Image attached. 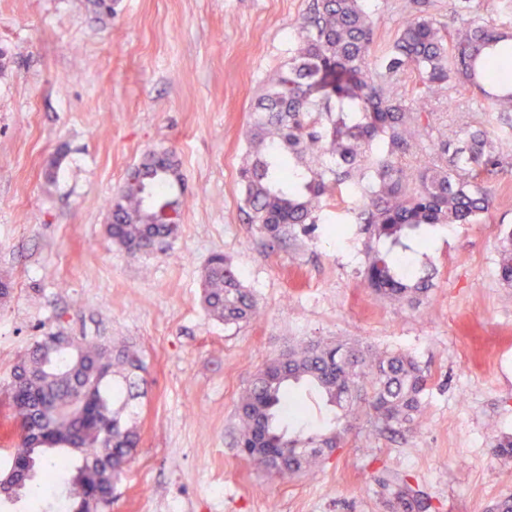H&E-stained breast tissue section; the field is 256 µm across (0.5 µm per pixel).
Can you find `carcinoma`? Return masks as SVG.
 Listing matches in <instances>:
<instances>
[{
	"label": "carcinoma",
	"mask_w": 512,
	"mask_h": 512,
	"mask_svg": "<svg viewBox=\"0 0 512 512\" xmlns=\"http://www.w3.org/2000/svg\"><path fill=\"white\" fill-rule=\"evenodd\" d=\"M427 0H409L411 14L380 57H373L374 9L368 0H308L288 60L264 82L245 137L240 170L242 211L274 245L298 229L326 223L331 201L346 205L349 223L366 236L367 287L392 302L415 305L432 288L419 264L432 229L475 224L492 207L484 174L509 165L512 151L491 148L484 130H467L464 146L432 138L429 115L452 80L512 112V26L474 23L450 31L430 15ZM414 75L407 104L394 96L396 77ZM418 151L415 165L405 157ZM180 181L165 153L148 152L112 197L110 239L137 255L162 251L177 231L156 223V208L180 203ZM500 276L512 282V230ZM202 304L226 325L253 319L256 301L238 271L213 255L202 275ZM146 370L129 345L87 342L52 333L20 355L3 386L21 428L10 461L26 465L0 476L15 500L51 481L67 512H111L115 484L139 444L134 389ZM429 376L415 357L375 353L347 342H302L269 360L236 404L238 447L273 477L319 466L339 447L342 431L302 437L283 424L296 385L318 391L348 415L360 392L374 427L412 426L422 412ZM391 512H424L419 491L399 484Z\"/></svg>",
	"instance_id": "carcinoma-1"
}]
</instances>
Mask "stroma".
<instances>
[{"label":"stroma","instance_id":"obj_1","mask_svg":"<svg viewBox=\"0 0 512 512\" xmlns=\"http://www.w3.org/2000/svg\"><path fill=\"white\" fill-rule=\"evenodd\" d=\"M0 0V385L44 333L125 341L143 352L140 443L112 512H388L375 477L405 478L429 512H485L512 495V283L499 274L512 228V170L488 186L475 224L437 228L436 286L419 307L364 285V240L325 228L268 247L240 209L251 108L288 59L307 0ZM428 0L451 28L498 22V0ZM375 0V52L408 16ZM503 136L490 102L463 84L433 105L434 137L459 119ZM167 151L183 207L165 251L132 255L106 232L109 201L145 153ZM240 271L256 319L227 325L201 303L214 254ZM350 339L416 357L430 381L411 430L336 419L293 390L303 433L342 427L318 471L288 481L238 452L236 402L269 359L301 340Z\"/></svg>","mask_w":512,"mask_h":512}]
</instances>
